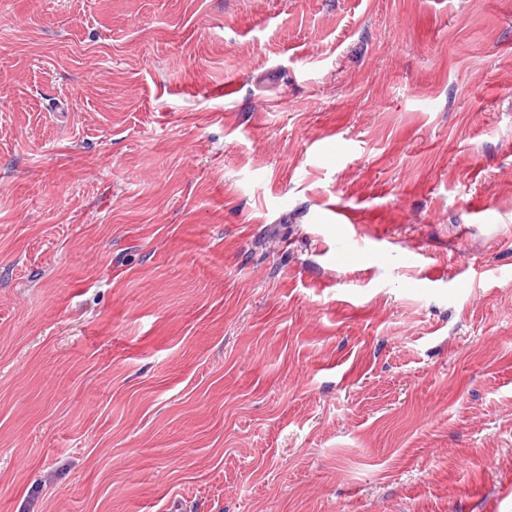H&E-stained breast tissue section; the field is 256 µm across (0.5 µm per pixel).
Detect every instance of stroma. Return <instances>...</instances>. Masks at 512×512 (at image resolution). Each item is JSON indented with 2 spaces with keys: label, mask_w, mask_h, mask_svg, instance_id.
Instances as JSON below:
<instances>
[{
  "label": "stroma",
  "mask_w": 512,
  "mask_h": 512,
  "mask_svg": "<svg viewBox=\"0 0 512 512\" xmlns=\"http://www.w3.org/2000/svg\"><path fill=\"white\" fill-rule=\"evenodd\" d=\"M0 512H512V0H0Z\"/></svg>",
  "instance_id": "1"
}]
</instances>
